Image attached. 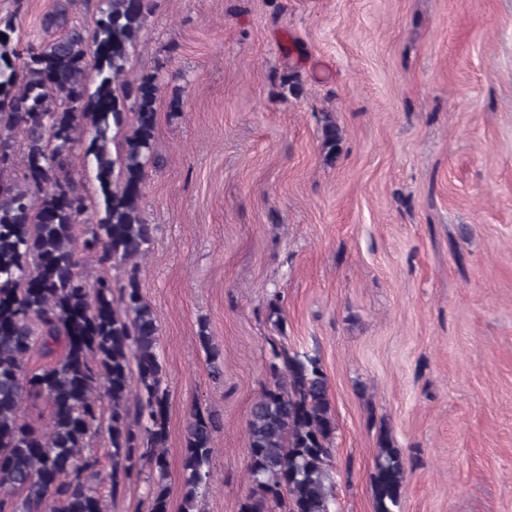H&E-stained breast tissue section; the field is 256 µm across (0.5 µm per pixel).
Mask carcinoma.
Segmentation results:
<instances>
[{
  "mask_svg": "<svg viewBox=\"0 0 512 512\" xmlns=\"http://www.w3.org/2000/svg\"><path fill=\"white\" fill-rule=\"evenodd\" d=\"M69 2L44 18L47 38L24 47L14 39L13 18H0V512H106L96 488L100 460L82 455L89 433L105 421L110 494L147 467L149 512H168L159 330L139 263L152 238L139 201L148 167L158 163L162 84L155 73L123 80L155 0H103L85 26L73 24ZM86 125L93 136L77 172L73 156ZM322 136L328 154L336 153L339 128L327 116ZM84 179L97 182L101 202L81 189ZM100 205L98 223L80 227V217ZM82 254L123 269V283L103 274L89 286L78 272ZM267 319L284 331L279 299L268 303ZM199 341L212 375L221 376L220 351L203 323ZM35 345L54 360L30 375L25 358ZM267 374L247 421L251 489L239 512H332L336 420L321 359L273 343ZM28 388L45 394L47 431L19 415ZM101 391L111 402L107 417ZM218 425L214 414L192 409L182 512H198ZM404 481L401 454L383 434L372 474L375 512H399Z\"/></svg>",
  "mask_w": 512,
  "mask_h": 512,
  "instance_id": "cac0c4a2",
  "label": "carcinoma"
}]
</instances>
